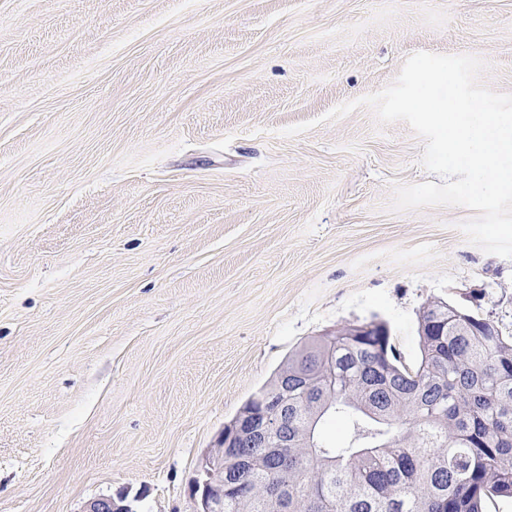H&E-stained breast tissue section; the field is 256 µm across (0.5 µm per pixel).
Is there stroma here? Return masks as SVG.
Masks as SVG:
<instances>
[{
	"label": "stroma",
	"mask_w": 512,
	"mask_h": 512,
	"mask_svg": "<svg viewBox=\"0 0 512 512\" xmlns=\"http://www.w3.org/2000/svg\"><path fill=\"white\" fill-rule=\"evenodd\" d=\"M417 51L512 93V0H0V512H195L288 354L443 298L512 336V259L367 107ZM316 127L285 136L308 120Z\"/></svg>",
	"instance_id": "stroma-1"
}]
</instances>
